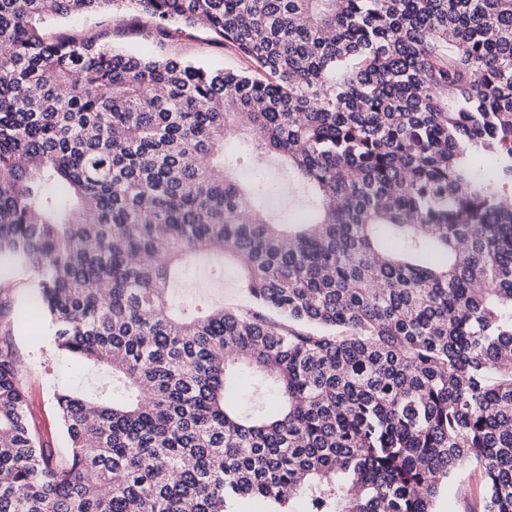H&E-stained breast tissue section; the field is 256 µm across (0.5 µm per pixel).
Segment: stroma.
I'll return each mask as SVG.
<instances>
[{"label": "stroma", "mask_w": 512, "mask_h": 512, "mask_svg": "<svg viewBox=\"0 0 512 512\" xmlns=\"http://www.w3.org/2000/svg\"><path fill=\"white\" fill-rule=\"evenodd\" d=\"M47 34L92 37L100 45L144 57L186 58L215 69L245 66L230 49L212 42L205 28L179 31L160 40L153 35L147 19L131 14L116 16L108 9L54 21L48 25ZM218 267L224 270L221 292L200 287L202 275H213ZM37 279V272L23 264L0 261V348L8 349L13 356L25 389L28 416L41 442L62 457L67 448L56 395L75 390L94 392L105 383L106 377L96 368L58 350L47 321L40 318L22 321V314L36 307ZM172 299L176 309L186 316L215 302L229 308H242L250 303L236 266L223 262L217 255L197 257L184 265L177 275ZM482 496L480 475L468 468L460 478L449 481L448 491L439 499L437 509L438 512H482Z\"/></svg>", "instance_id": "1"}]
</instances>
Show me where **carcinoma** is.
Segmentation results:
<instances>
[{"label":"carcinoma","mask_w":512,"mask_h":512,"mask_svg":"<svg viewBox=\"0 0 512 512\" xmlns=\"http://www.w3.org/2000/svg\"><path fill=\"white\" fill-rule=\"evenodd\" d=\"M109 7L162 38L204 20L247 67L45 33ZM240 126L313 210L224 173ZM506 182L512 0H0V257L111 375L56 396L54 463L0 349V512H437L467 467L512 512ZM210 251L252 305L181 318L170 284ZM269 164V179L271 185V193L267 201V207L270 212L278 219H286L288 213H300L312 207V200L302 189L292 180L288 174V167L279 159H272ZM292 183H291V181ZM279 182L284 183L288 187V204L283 208L274 205V192Z\"/></svg>","instance_id":"cac0c4a2"}]
</instances>
